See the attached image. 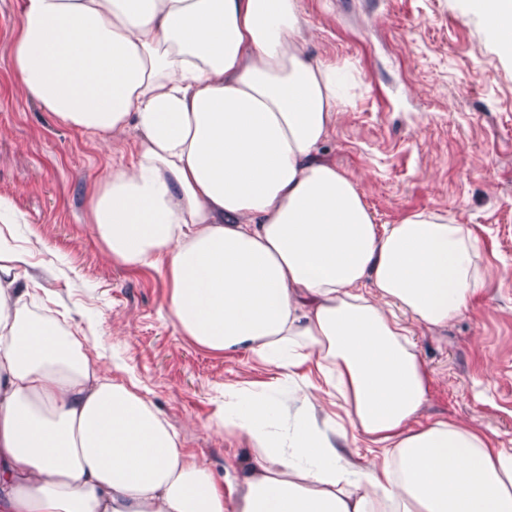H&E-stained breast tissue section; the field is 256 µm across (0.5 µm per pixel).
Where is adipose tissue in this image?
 I'll return each mask as SVG.
<instances>
[{
  "label": "adipose tissue",
  "mask_w": 512,
  "mask_h": 512,
  "mask_svg": "<svg viewBox=\"0 0 512 512\" xmlns=\"http://www.w3.org/2000/svg\"><path fill=\"white\" fill-rule=\"evenodd\" d=\"M465 7L512 55V0ZM310 45L299 0H21L20 92L101 143L136 133L90 200L109 255L164 275L184 335L277 376L217 423L259 451L240 496L79 336L30 321L28 253L0 234V512H512V448L420 423L411 339L494 271L441 214L376 223L320 151L342 68Z\"/></svg>",
  "instance_id": "1"
}]
</instances>
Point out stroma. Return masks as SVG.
Masks as SVG:
<instances>
[{
	"label": "stroma",
	"mask_w": 512,
	"mask_h": 512,
	"mask_svg": "<svg viewBox=\"0 0 512 512\" xmlns=\"http://www.w3.org/2000/svg\"><path fill=\"white\" fill-rule=\"evenodd\" d=\"M300 11L314 54L348 66L324 155L357 176L377 223L448 216L498 271L447 326L415 327L433 379L421 417L478 427L512 448V57L462 0H300ZM13 80L0 56V198L22 217L7 238L32 256L31 320L82 329L90 360L133 379L216 480L228 465L249 471L247 440L215 422L230 394L270 382L274 370L185 336L166 279L114 262L92 232L90 197L128 162L131 137L100 149L97 137L16 94Z\"/></svg>",
	"instance_id": "1"
}]
</instances>
